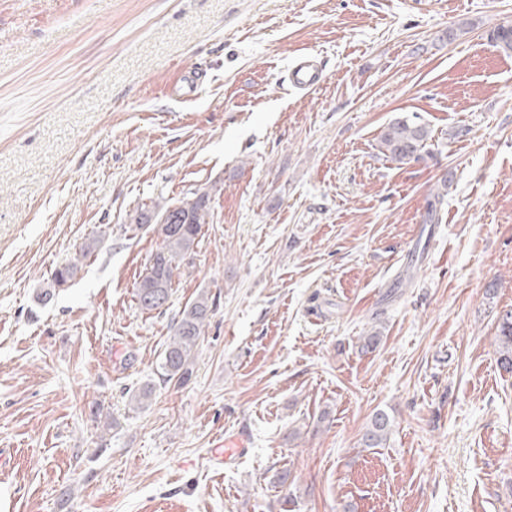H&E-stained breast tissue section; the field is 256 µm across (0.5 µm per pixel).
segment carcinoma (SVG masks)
Returning <instances> with one entry per match:
<instances>
[{"label": "carcinoma", "mask_w": 512, "mask_h": 512, "mask_svg": "<svg viewBox=\"0 0 512 512\" xmlns=\"http://www.w3.org/2000/svg\"><path fill=\"white\" fill-rule=\"evenodd\" d=\"M493 46L503 53L512 52V25L497 27L491 36ZM428 128L407 117L388 125L379 138L380 153L393 163L407 165L417 162L427 152ZM217 187L202 188L193 197L170 205H143L129 215L127 230L143 228L153 231L163 228L158 234L160 243L149 258L146 272L137 283L135 301L137 307L147 313L163 310L172 294L174 272L182 266L193 265L195 249L199 243L202 227L212 218V194ZM106 236L101 230L85 242L75 259L56 267L48 278L49 287L40 292L43 302L50 301L57 292L53 285L66 288L81 269L80 262L94 253ZM213 308L211 297L199 293L184 307L179 318L171 325V337L160 354L159 368L163 382L177 387L187 384L192 375V365L200 347L201 336L209 323ZM500 363L512 369V309L506 310L498 319ZM392 421L379 411L375 413L363 433L360 444L365 448L384 446L390 435Z\"/></svg>", "instance_id": "carcinoma-1"}]
</instances>
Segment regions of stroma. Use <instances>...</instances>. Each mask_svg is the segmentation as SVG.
<instances>
[{
	"label": "stroma",
	"mask_w": 512,
	"mask_h": 512,
	"mask_svg": "<svg viewBox=\"0 0 512 512\" xmlns=\"http://www.w3.org/2000/svg\"><path fill=\"white\" fill-rule=\"evenodd\" d=\"M510 22L512 0H0V512H512V55L487 41ZM302 52L327 73L307 94ZM404 116L431 139L400 166L377 145ZM211 186L194 265L141 312L159 240L129 214ZM202 291L192 377L160 383ZM379 410L390 440L361 447ZM229 436L245 453L214 460ZM323 72L324 69L316 55L300 53L288 69V80L294 88L309 92L324 82ZM106 236V231L100 230L91 238L85 242L84 245L79 250V253L75 257L74 260H71L65 264H62L56 267L51 273L50 278L46 282L49 286L57 284L61 286V288H42L40 292V297L43 302L50 301L55 295L56 292L64 290V288H68L70 283L77 276L78 271L81 269L80 262L86 259L90 254L94 253L100 246ZM498 340L500 348V363L507 369H512V309L506 310L498 319Z\"/></svg>",
	"instance_id": "obj_1"
}]
</instances>
